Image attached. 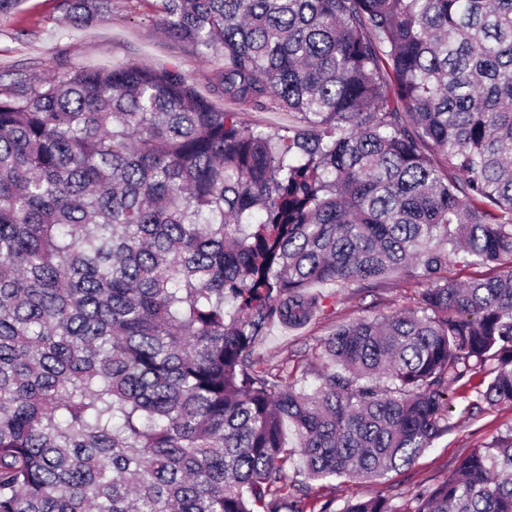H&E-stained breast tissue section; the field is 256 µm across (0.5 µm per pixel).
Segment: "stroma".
<instances>
[{"mask_svg": "<svg viewBox=\"0 0 512 512\" xmlns=\"http://www.w3.org/2000/svg\"><path fill=\"white\" fill-rule=\"evenodd\" d=\"M158 7V0H112L108 20L73 28L60 23L58 0H22L15 14L0 19V85L47 76L73 64L112 68L134 63L154 70L176 68L200 95L211 98L216 109H236L234 103L211 96V86L224 67L223 58H203L194 45L172 39L160 22ZM422 287L421 280L406 272L375 288L322 286L324 310L301 328L269 324L253 349V357L263 368L282 363L293 368L307 362L298 383L314 388L320 374L329 369L326 359L318 354L323 338L357 318L412 305ZM474 398L471 391L452 396L453 428L410 467L373 481L336 485L306 480L295 464L289 467L288 478L306 491L312 512H342L346 502L355 498L384 497L392 504H402L410 491L440 483L461 458L512 427V404L471 415L467 407Z\"/></svg>", "mask_w": 512, "mask_h": 512, "instance_id": "1", "label": "stroma"}]
</instances>
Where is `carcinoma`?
<instances>
[{
	"instance_id": "carcinoma-1",
	"label": "carcinoma",
	"mask_w": 512,
	"mask_h": 512,
	"mask_svg": "<svg viewBox=\"0 0 512 512\" xmlns=\"http://www.w3.org/2000/svg\"><path fill=\"white\" fill-rule=\"evenodd\" d=\"M159 2L224 57L215 95L295 123L134 63L0 89V512H307L293 455L380 478L448 432L450 393L512 403V0ZM409 268L417 304L322 340L341 372L313 391L255 368L313 286ZM343 512H512V428L402 509Z\"/></svg>"
}]
</instances>
